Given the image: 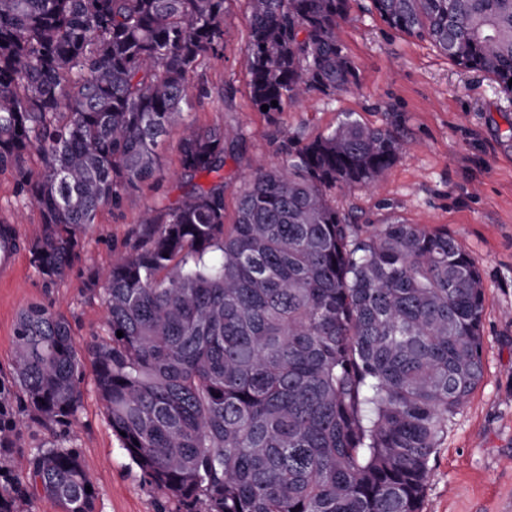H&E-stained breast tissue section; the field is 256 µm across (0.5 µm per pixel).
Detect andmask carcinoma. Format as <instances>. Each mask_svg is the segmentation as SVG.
<instances>
[{"mask_svg":"<svg viewBox=\"0 0 512 512\" xmlns=\"http://www.w3.org/2000/svg\"><path fill=\"white\" fill-rule=\"evenodd\" d=\"M245 2L257 111L274 122L357 85L336 36L351 0ZM228 3L0 0V172L39 211L28 252L44 279L65 275L101 208L158 180L169 128L207 95L191 74L224 56ZM372 4L389 28L512 94V0ZM243 140L238 127H185L180 199L88 276L107 338L81 349L62 314L29 303L15 386L38 420L69 427L90 358L112 432L164 512H422L434 450L483 377L477 263L446 229L353 234L333 195L375 186L406 141L350 115L283 140L281 166L251 167L227 222L219 172ZM16 436L0 389V512L40 495L95 512L77 449L39 444L15 475Z\"/></svg>","mask_w":512,"mask_h":512,"instance_id":"carcinoma-1","label":"carcinoma"}]
</instances>
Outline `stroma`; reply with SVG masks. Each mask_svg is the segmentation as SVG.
I'll return each instance as SVG.
<instances>
[{
	"instance_id": "35a3bbf8",
	"label": "stroma",
	"mask_w": 512,
	"mask_h": 512,
	"mask_svg": "<svg viewBox=\"0 0 512 512\" xmlns=\"http://www.w3.org/2000/svg\"><path fill=\"white\" fill-rule=\"evenodd\" d=\"M369 2L352 0L337 31L357 68L358 88L331 99L311 97L273 123L252 105L248 17L243 0H230L224 55L204 58L193 73V83L205 85L208 95L192 99L171 127L157 186L127 191L121 208L102 209L62 279L46 282L26 257L11 278L0 279V386L13 382L14 326L30 302L64 315L77 341L104 335L105 306L85 282L91 271L111 264L148 210L179 197L177 144L184 125L243 130L239 154L223 171L232 195L254 159L281 163L283 136H315L349 113L398 130L411 147L378 187L337 195V207L357 216L364 236L394 220L447 229L475 258L485 288L483 378L435 450L423 512H512V96L483 73L459 69L428 41L388 28ZM0 221L14 224L25 240L41 221L38 211L24 208L7 172H0ZM81 389L78 419L68 429L37 423L23 397H14L18 451L12 472H25L31 444L63 437L80 452L96 512H161V497L112 432L93 365H86Z\"/></svg>"
}]
</instances>
